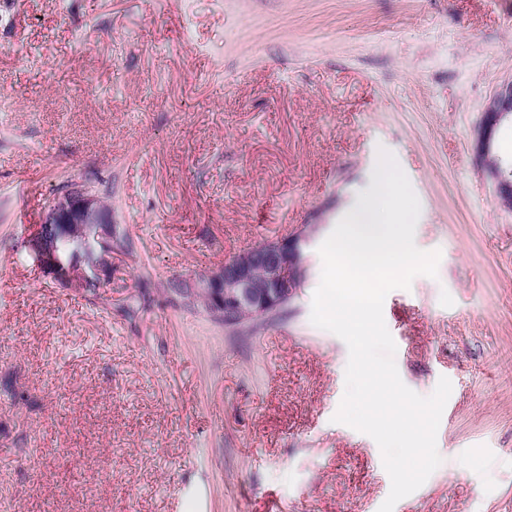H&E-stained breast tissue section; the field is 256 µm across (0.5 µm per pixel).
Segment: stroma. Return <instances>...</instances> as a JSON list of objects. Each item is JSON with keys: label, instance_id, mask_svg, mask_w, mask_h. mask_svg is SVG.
I'll return each instance as SVG.
<instances>
[{"label": "stroma", "instance_id": "35a3bbf8", "mask_svg": "<svg viewBox=\"0 0 512 512\" xmlns=\"http://www.w3.org/2000/svg\"><path fill=\"white\" fill-rule=\"evenodd\" d=\"M510 80L512 0H0V512H379L381 451L333 420L348 347L310 316L382 149L441 253L385 299L395 364L452 383L394 512H512V210L474 152ZM68 180L130 242L93 292L27 244ZM307 224L284 310L227 326L171 290Z\"/></svg>", "mask_w": 512, "mask_h": 512}]
</instances>
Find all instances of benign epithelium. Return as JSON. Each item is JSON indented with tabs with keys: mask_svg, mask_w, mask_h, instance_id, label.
I'll list each match as a JSON object with an SVG mask.
<instances>
[{
	"mask_svg": "<svg viewBox=\"0 0 512 512\" xmlns=\"http://www.w3.org/2000/svg\"><path fill=\"white\" fill-rule=\"evenodd\" d=\"M512 118V81L489 98L475 136L479 162L492 151L501 123ZM495 183L496 198L512 195V179L499 169L484 168ZM315 225L284 239L250 248L224 265L194 279L179 282L182 292L209 295V314L230 326L249 312L259 318L292 301L305 278L302 249L311 240ZM79 235L83 254L65 264L61 246ZM112 214L104 210L96 191L79 181L65 187L46 210L29 247L39 265L57 280L85 288L100 280V272L112 262Z\"/></svg>",
	"mask_w": 512,
	"mask_h": 512,
	"instance_id": "7a95c632",
	"label": "benign epithelium"
}]
</instances>
